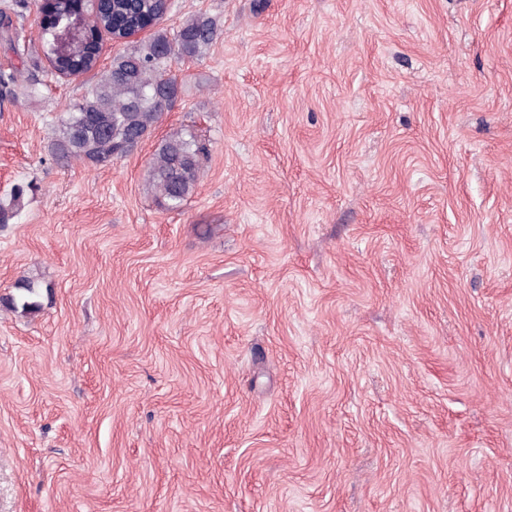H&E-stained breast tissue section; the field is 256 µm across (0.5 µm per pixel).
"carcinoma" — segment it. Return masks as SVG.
<instances>
[{
    "label": "carcinoma",
    "instance_id": "obj_1",
    "mask_svg": "<svg viewBox=\"0 0 512 512\" xmlns=\"http://www.w3.org/2000/svg\"><path fill=\"white\" fill-rule=\"evenodd\" d=\"M78 0H50V17L41 24L42 51L50 57V46L59 24L75 10ZM223 30L206 14H195L171 32L156 31L132 49L112 58L100 73L94 90L75 102L60 120L51 152L60 161L77 160L106 165L124 156L134 135L149 132L159 123L162 113L157 98L161 94L176 99L180 84L171 74L172 64L200 56ZM98 36L93 29L79 31L73 56L66 61H49L58 71L84 74L97 67ZM206 145L195 136L176 132L166 137L153 154L145 182L155 203L163 209L182 206L199 181ZM23 290L10 308L31 313L34 285L20 283Z\"/></svg>",
    "mask_w": 512,
    "mask_h": 512
}]
</instances>
